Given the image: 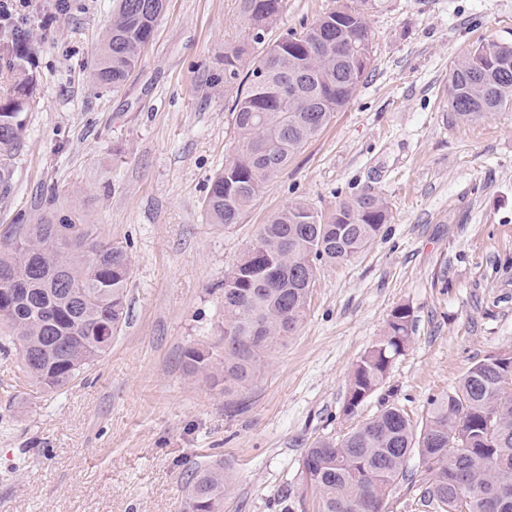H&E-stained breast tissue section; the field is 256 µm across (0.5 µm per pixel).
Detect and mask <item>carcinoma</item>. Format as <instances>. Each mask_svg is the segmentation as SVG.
<instances>
[{"mask_svg": "<svg viewBox=\"0 0 512 512\" xmlns=\"http://www.w3.org/2000/svg\"><path fill=\"white\" fill-rule=\"evenodd\" d=\"M283 0H240L248 37L280 15ZM166 0H117L102 31L91 80L119 89L152 42ZM365 12L347 4L291 30L250 61L224 47V86L233 101L238 150L210 179L204 201L209 223L226 227L265 184L317 137L357 92L372 59ZM448 104L456 120L478 122L512 106V46L479 42L454 63ZM34 77L0 95V189L20 149ZM388 219L384 198L366 190L328 219L298 202L271 216L224 277V321L217 339L185 352L187 373L224 395L228 409L245 404L268 357L304 322L317 264H341L369 248ZM132 260L95 225L53 199L34 224L21 217L0 235V320L21 346L23 372L43 392L70 384L112 348L127 321ZM411 309L396 308L386 334L366 353L347 387L346 407L358 409L383 383L391 358L410 343ZM496 410L488 420L490 410ZM421 466L410 469L411 453ZM304 489L284 498L282 512H385L399 486L419 491L434 512H512V362L491 355L473 364L458 386L430 401L416 426L397 405L359 424L340 440L323 438L303 456ZM231 481L219 463L198 467L182 512H224Z\"/></svg>", "mask_w": 512, "mask_h": 512, "instance_id": "carcinoma-1", "label": "carcinoma"}]
</instances>
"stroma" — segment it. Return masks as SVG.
<instances>
[{"label": "stroma", "instance_id": "stroma-1", "mask_svg": "<svg viewBox=\"0 0 512 512\" xmlns=\"http://www.w3.org/2000/svg\"><path fill=\"white\" fill-rule=\"evenodd\" d=\"M283 0L273 43L335 10ZM113 0H70L51 27L34 0L22 34L37 89L0 232L46 198L76 211L133 264L129 319L103 360L64 390L37 391L0 330V512H181L187 476L224 464V512H281L302 458L388 404L413 420L475 362L512 352V108L476 123L448 107L453 63L472 44L512 45V0H368L364 82L225 228L208 223L210 178L237 146L224 48L247 34L240 0H166L124 85L89 70ZM389 219L370 248L319 266L299 331L272 353L247 407L185 374V352L224 315V277L262 224L303 202L323 217L364 189ZM411 341L381 388L348 415L353 370L398 306Z\"/></svg>", "mask_w": 512, "mask_h": 512}]
</instances>
